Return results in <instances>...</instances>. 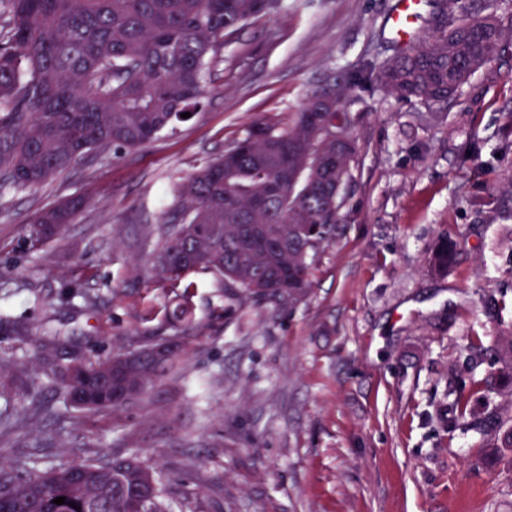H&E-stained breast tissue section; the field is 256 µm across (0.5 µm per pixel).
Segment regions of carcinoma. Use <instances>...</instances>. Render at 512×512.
I'll return each instance as SVG.
<instances>
[{"instance_id": "cac0c4a2", "label": "carcinoma", "mask_w": 512, "mask_h": 512, "mask_svg": "<svg viewBox=\"0 0 512 512\" xmlns=\"http://www.w3.org/2000/svg\"><path fill=\"white\" fill-rule=\"evenodd\" d=\"M255 0H0V188L44 185L97 149L138 148L196 114L206 74L224 61V38L269 14ZM504 31L491 13L468 10L378 68L389 93L426 105L448 101L489 63ZM352 78L314 92L287 126L261 120L178 187L154 253L158 281L184 285L174 315L191 321L188 277L205 270L245 299L290 304L310 288L311 260L337 231L344 184L357 146L338 112ZM330 97L333 107L321 100ZM78 199L39 214L35 242L62 235ZM448 239L430 270H448ZM499 354L512 382V336ZM139 373L152 384L183 368L179 350L160 361L142 351ZM112 358L75 362L50 376L76 409H119L121 381L102 382ZM451 403L457 424L476 420L472 392ZM492 448H512V410L488 415ZM65 498L57 505L54 499ZM78 508L69 506V503ZM0 512H170L168 488L131 453L49 469L0 466Z\"/></svg>"}]
</instances>
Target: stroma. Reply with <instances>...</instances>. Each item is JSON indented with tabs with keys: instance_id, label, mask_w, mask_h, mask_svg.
Returning a JSON list of instances; mask_svg holds the SVG:
<instances>
[{
	"instance_id": "stroma-1",
	"label": "stroma",
	"mask_w": 512,
	"mask_h": 512,
	"mask_svg": "<svg viewBox=\"0 0 512 512\" xmlns=\"http://www.w3.org/2000/svg\"><path fill=\"white\" fill-rule=\"evenodd\" d=\"M394 0H282L233 35L204 107L151 142L94 151L40 187L0 190V462L138 453L172 512H512V448L452 427L455 380L498 411L496 341L512 336V39L447 104L355 87L358 146L340 229L293 305L241 304L193 275V321L173 316L154 248L178 185L258 119L395 51ZM78 197L65 233L33 246L44 208ZM448 234L446 274L428 257ZM184 353L119 410L80 412L48 383L159 338Z\"/></svg>"
}]
</instances>
